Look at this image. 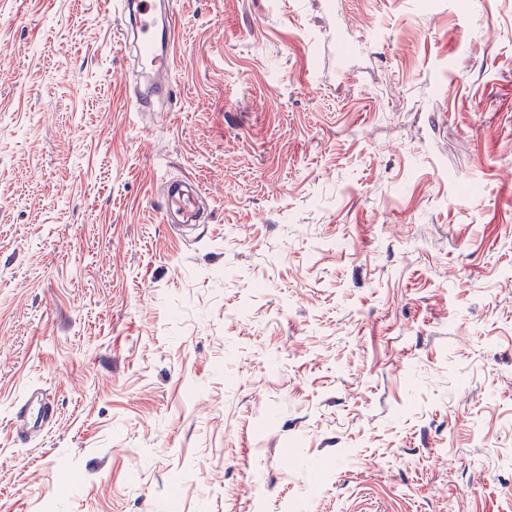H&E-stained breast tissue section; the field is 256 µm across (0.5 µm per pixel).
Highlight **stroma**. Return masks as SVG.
Returning <instances> with one entry per match:
<instances>
[{
    "label": "stroma",
    "mask_w": 512,
    "mask_h": 512,
    "mask_svg": "<svg viewBox=\"0 0 512 512\" xmlns=\"http://www.w3.org/2000/svg\"><path fill=\"white\" fill-rule=\"evenodd\" d=\"M174 8L0 0V512H512V0ZM114 10L122 23L123 47L132 45L141 65L152 80L134 92L137 112H153L159 103L169 102L173 89L174 44L178 30L172 2L155 0H115ZM113 2V6H114ZM205 203L199 186L190 179L165 183L163 194V220L178 224H196L200 206ZM35 399H38L41 402V408L39 409L36 417L32 422V428H29L25 422L26 412L28 410V407ZM49 418L50 409L48 405L42 401V399L39 397L38 393L35 392V390H30L27 393L26 397L24 398L22 405L16 412L15 422L22 434H28L38 432L41 429H43L46 423H48Z\"/></svg>",
    "instance_id": "stroma-1"
}]
</instances>
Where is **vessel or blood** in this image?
Segmentation results:
<instances>
[{"label": "vessel or blood", "instance_id": "1", "mask_svg": "<svg viewBox=\"0 0 512 512\" xmlns=\"http://www.w3.org/2000/svg\"><path fill=\"white\" fill-rule=\"evenodd\" d=\"M116 13L122 23L125 44L134 47L152 80L134 93L137 111L150 112L174 94V44L178 30L177 14L171 0H116ZM205 202L199 186L190 179L166 182L163 194V218L174 224H194ZM37 397L28 392L25 406L19 407L15 422L21 433L40 431L48 423L50 409L41 406L33 422H26V405Z\"/></svg>", "mask_w": 512, "mask_h": 512}]
</instances>
